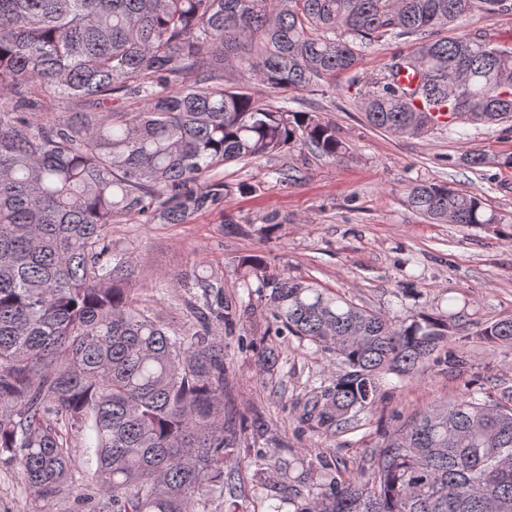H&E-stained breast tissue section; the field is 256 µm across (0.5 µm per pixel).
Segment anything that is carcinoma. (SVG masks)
Segmentation results:
<instances>
[{
  "label": "carcinoma",
  "instance_id": "cac0c4a2",
  "mask_svg": "<svg viewBox=\"0 0 512 512\" xmlns=\"http://www.w3.org/2000/svg\"><path fill=\"white\" fill-rule=\"evenodd\" d=\"M512 0H0V464L29 490L27 512L75 482V437L91 434L100 512H208L224 465L240 455L224 427L222 277L200 266L167 287L198 289L196 323L172 332L146 305L132 252L112 225L187 224L235 192L218 169L295 148L348 154L321 112L254 92L363 84L359 111L378 130L512 122V47L479 30L449 34ZM415 38L384 71L364 49ZM415 74L404 84L400 76ZM63 112H43L46 101ZM404 203L431 224L501 223L476 193L417 181ZM254 276L275 333L332 353L337 369L302 420L344 433L383 378L414 376L464 330L462 311L394 322L309 280ZM512 343V319L482 325ZM278 458L273 494L308 490L294 512H512V406L464 392L417 412L371 457L368 477Z\"/></svg>",
  "mask_w": 512,
  "mask_h": 512
}]
</instances>
